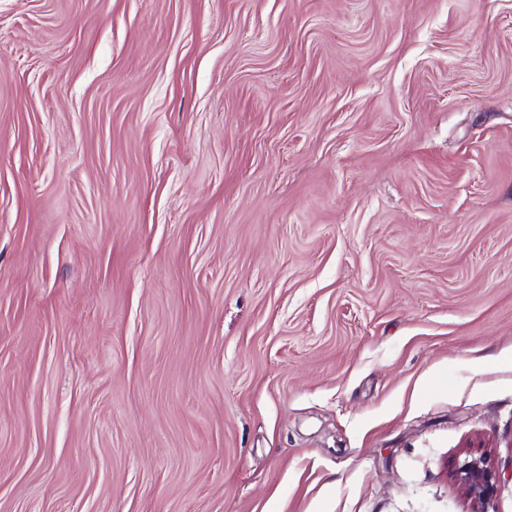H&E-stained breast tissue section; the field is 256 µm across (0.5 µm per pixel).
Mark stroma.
Returning <instances> with one entry per match:
<instances>
[{
	"instance_id": "1",
	"label": "stroma",
	"mask_w": 512,
	"mask_h": 512,
	"mask_svg": "<svg viewBox=\"0 0 512 512\" xmlns=\"http://www.w3.org/2000/svg\"><path fill=\"white\" fill-rule=\"evenodd\" d=\"M512 512V0H0V512ZM456 477L472 503V512H495L489 509L493 506L500 476L486 457L480 455L464 460L456 469Z\"/></svg>"
}]
</instances>
